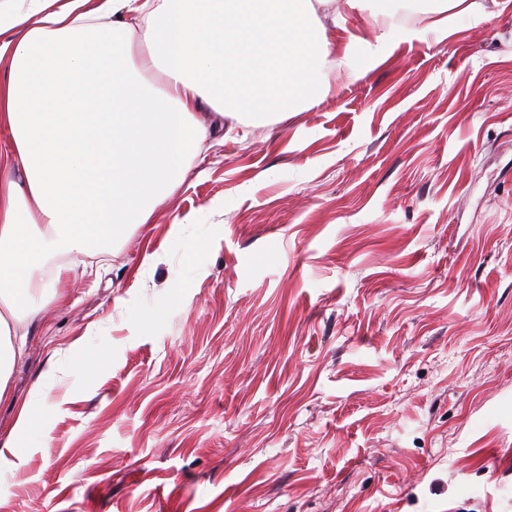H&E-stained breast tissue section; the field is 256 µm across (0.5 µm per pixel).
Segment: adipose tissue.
Wrapping results in <instances>:
<instances>
[{"label":"adipose tissue","instance_id":"obj_1","mask_svg":"<svg viewBox=\"0 0 512 512\" xmlns=\"http://www.w3.org/2000/svg\"><path fill=\"white\" fill-rule=\"evenodd\" d=\"M363 0H0V393L56 260L151 220L242 115L311 109L350 65ZM210 121L199 117L202 108ZM35 385L0 446L31 434Z\"/></svg>","mask_w":512,"mask_h":512}]
</instances>
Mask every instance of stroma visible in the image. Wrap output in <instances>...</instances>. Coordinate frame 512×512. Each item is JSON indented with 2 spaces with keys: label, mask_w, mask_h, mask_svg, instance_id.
<instances>
[{
  "label": "stroma",
  "mask_w": 512,
  "mask_h": 512,
  "mask_svg": "<svg viewBox=\"0 0 512 512\" xmlns=\"http://www.w3.org/2000/svg\"><path fill=\"white\" fill-rule=\"evenodd\" d=\"M482 2L442 35L419 0L422 40L42 276L0 512H512V0ZM42 393V383L37 382L34 385L30 400L20 406L12 430V439L8 443L0 446L1 470L2 468L13 466L15 464L14 459L20 456L21 448H18L17 441L21 438L28 437L33 431L36 419L34 403L42 396Z\"/></svg>",
  "instance_id": "35a3bbf8"
}]
</instances>
